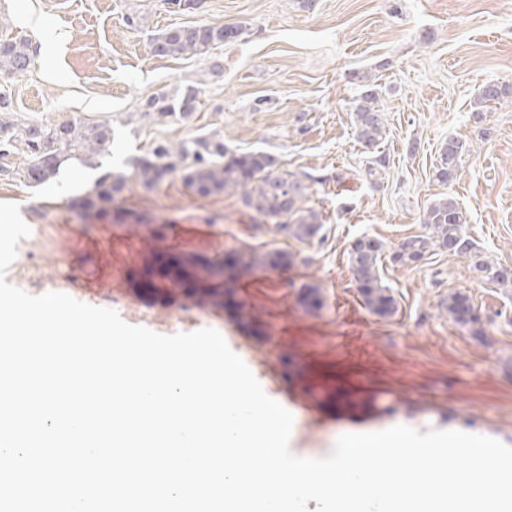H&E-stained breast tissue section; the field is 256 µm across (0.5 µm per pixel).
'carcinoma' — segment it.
I'll return each instance as SVG.
<instances>
[{"label":"carcinoma","instance_id":"obj_1","mask_svg":"<svg viewBox=\"0 0 512 512\" xmlns=\"http://www.w3.org/2000/svg\"><path fill=\"white\" fill-rule=\"evenodd\" d=\"M237 27L205 24L177 26L164 30L153 37L152 46L164 57L198 56L209 53L218 44L238 38ZM34 58V48L29 39L22 36L0 38V79H12L26 74ZM506 87L487 85L477 98L482 105L508 94ZM197 92L189 88L182 99L176 101L166 95H154L145 101L146 115L164 120L178 118L189 120L195 110ZM353 122L359 140L368 145L385 138L386 123L383 108L378 106V95L365 93L353 112ZM113 136L112 126L107 123L89 122L76 118L59 125L31 124L19 128L9 120L0 119V159L12 154L24 156L18 175L24 180L42 184L57 176L60 168L71 161L84 166H98ZM463 144L455 139L446 142L433 168V179L449 185L459 172V160ZM273 160L264 152L236 154L224 148V141L207 136L197 137L178 146L159 144L149 157L140 158L133 165V173L101 176L91 189L76 197L74 206L85 214L106 219L121 220L114 209L116 195L134 180L152 188L165 177L180 173L184 185L194 193L206 197L213 194L238 192L245 207L278 225L288 236L309 241L322 228L319 214L310 207L302 206L305 186L297 179H290L272 170ZM423 224L428 233L406 239L396 250L383 258L382 242L367 235L356 239L349 250V264L360 288L364 302L376 315L385 317L395 310L396 301L388 286L383 284L380 267L383 261L393 265L411 266L421 263L429 253L452 250L472 260V270L477 276L501 288H512V270L491 262L483 253L474 249L467 236L469 216L451 195H444L427 206ZM292 256L284 252H269L256 261L240 256L237 273L250 274L258 267L286 266ZM448 318L461 326H475L468 296L450 293L439 304Z\"/></svg>","mask_w":512,"mask_h":512}]
</instances>
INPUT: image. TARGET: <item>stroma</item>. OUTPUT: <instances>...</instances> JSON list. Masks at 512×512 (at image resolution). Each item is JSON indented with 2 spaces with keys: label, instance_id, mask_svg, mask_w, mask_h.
Returning <instances> with one entry per match:
<instances>
[{
  "label": "stroma",
  "instance_id": "obj_1",
  "mask_svg": "<svg viewBox=\"0 0 512 512\" xmlns=\"http://www.w3.org/2000/svg\"><path fill=\"white\" fill-rule=\"evenodd\" d=\"M241 28L231 43L192 57H161L153 35L173 25ZM29 72L0 83L9 120L57 125L108 120L114 139L102 171H130L161 143L223 139L234 153L262 151L276 172L307 187L322 229L308 242L279 233L239 194L202 197L180 174L148 190L132 184L115 204L133 225L77 218L68 202L87 182L32 186L0 171V202L19 204L31 228L6 280L42 294L94 277L106 308L144 296L133 320L162 335L219 331L264 392L296 418L290 446L328 455L345 433L401 422L420 432L457 429L512 446V290L473 276L467 257L438 253L414 267L384 264L396 300L386 317L365 305L349 266L359 237L393 251L424 234L423 213L442 194L469 213L467 235L512 268V93L482 108L481 89H512V0H0V33L40 47ZM199 89L192 121L144 116L147 98ZM374 90L386 138L368 146L352 112ZM465 150L456 181L432 179L448 140ZM389 165L372 171L373 160ZM208 226L203 235L191 225ZM291 253L287 266L214 284L173 286L158 262L178 254L214 265L238 253ZM316 288L319 303L304 295ZM468 296L480 334L442 315L448 293Z\"/></svg>",
  "mask_w": 512,
  "mask_h": 512
}]
</instances>
